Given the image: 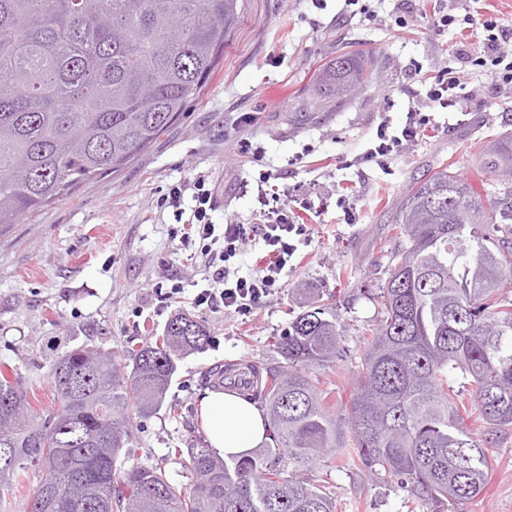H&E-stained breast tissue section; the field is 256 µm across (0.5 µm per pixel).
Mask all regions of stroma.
Instances as JSON below:
<instances>
[{
  "mask_svg": "<svg viewBox=\"0 0 512 512\" xmlns=\"http://www.w3.org/2000/svg\"><path fill=\"white\" fill-rule=\"evenodd\" d=\"M241 3L223 67L180 122L125 170L0 227V371H17L33 386L38 412L51 408L48 372L65 351L86 344L124 353L162 335L178 313L206 326V349L179 362L162 409L124 413L129 434L120 465H164L170 481L183 487L192 477L168 452L202 436L196 412L209 372L230 361L276 366L275 338L300 311L294 289L319 291L346 326L341 356L318 373L332 403L344 409L360 335L377 316L370 293L392 265L398 247L392 228L408 188L442 165L479 190L508 185L487 174L479 159L489 141L512 130V88H496L489 73L464 63L460 52L480 47V18L493 16L512 28V0H454L478 20L466 30L433 25L445 0H362L365 14L345 0H324L319 9L311 0ZM405 6L415 20L394 31ZM352 49L365 53L361 84L339 99L321 94L316 72ZM444 66L462 71L471 90L461 109L432 113L388 169L356 163L381 121L401 129L410 101ZM243 137L263 147L261 164L277 169L291 194L329 202L320 218L305 217L311 244H299L279 288L247 318L193 304L198 288L214 285L204 258L180 247L182 221L191 218L195 202L184 196L177 211L162 203L170 185L199 172L214 191V223L230 217L254 223V198L238 189L241 176L256 166L237 150ZM343 194L356 204V223H344L335 206ZM168 269L188 286L164 307L153 286ZM489 457L486 490L465 512H512V433ZM310 476L329 482L337 512H435L411 499L396 478L371 476L356 460L343 459L334 470L316 466Z\"/></svg>",
  "mask_w": 512,
  "mask_h": 512,
  "instance_id": "35a3bbf8",
  "label": "stroma"
}]
</instances>
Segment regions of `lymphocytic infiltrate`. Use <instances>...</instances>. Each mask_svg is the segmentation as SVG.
I'll list each match as a JSON object with an SVG mask.
<instances>
[{
    "instance_id": "1",
    "label": "lymphocytic infiltrate",
    "mask_w": 512,
    "mask_h": 512,
    "mask_svg": "<svg viewBox=\"0 0 512 512\" xmlns=\"http://www.w3.org/2000/svg\"><path fill=\"white\" fill-rule=\"evenodd\" d=\"M485 39L481 49L468 55L472 66L487 69L496 85L512 87V31L505 29L496 18L482 19ZM467 95L463 76L452 69H442L430 85L423 103L409 106L406 120L398 133H390L388 124H379L374 139L370 140L363 156L379 167H387L389 159L403 143L417 138L425 124L427 112H443L459 104ZM277 171L259 170L258 174L242 178L239 187L252 194L257 202L258 223L245 225L227 221L223 229H216L210 213L214 208V193L206 189L203 177L171 186L165 201L169 207L180 208L185 192H192L196 202L193 222L183 238L184 244L199 245L200 253L215 263L213 276L216 287L202 289L195 297L197 305L220 313L231 311L251 314L264 298L277 288L281 274L295 255L299 242H310L308 225L299 221L298 212L326 209V201L301 199L298 209H291L287 192L275 191L273 183ZM261 241L264 255L256 268L239 274L229 266L231 259L245 255L250 242Z\"/></svg>"
}]
</instances>
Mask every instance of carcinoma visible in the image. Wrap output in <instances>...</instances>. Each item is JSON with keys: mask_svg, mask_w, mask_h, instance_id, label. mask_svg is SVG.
<instances>
[{"mask_svg": "<svg viewBox=\"0 0 512 512\" xmlns=\"http://www.w3.org/2000/svg\"><path fill=\"white\" fill-rule=\"evenodd\" d=\"M239 0H0V226L127 168L199 100L224 61ZM346 52L315 81L340 96L362 78ZM512 171V132L481 156ZM512 191L488 199L442 166L413 184L397 216L396 263L372 293L380 318L362 338L355 392L331 406L315 370L340 355L343 326L298 290V314L275 345L279 366L246 387L264 406L269 442L224 458L201 439L174 449L193 477L117 467L128 437L119 412L164 405L183 356L205 349L206 327L175 315L122 363L79 346L50 365L53 403L0 376V510L30 466L40 482L25 512H336L308 472L350 433L373 476H394L415 500L448 512L485 488L489 449L512 429Z\"/></svg>", "mask_w": 512, "mask_h": 512, "instance_id": "carcinoma-1", "label": "carcinoma"}]
</instances>
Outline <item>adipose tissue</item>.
I'll use <instances>...</instances> for the list:
<instances>
[{
    "instance_id": "obj_1",
    "label": "adipose tissue",
    "mask_w": 512,
    "mask_h": 512,
    "mask_svg": "<svg viewBox=\"0 0 512 512\" xmlns=\"http://www.w3.org/2000/svg\"><path fill=\"white\" fill-rule=\"evenodd\" d=\"M199 417L209 446L226 457L250 452L266 435L263 410L236 390L205 391Z\"/></svg>"
}]
</instances>
